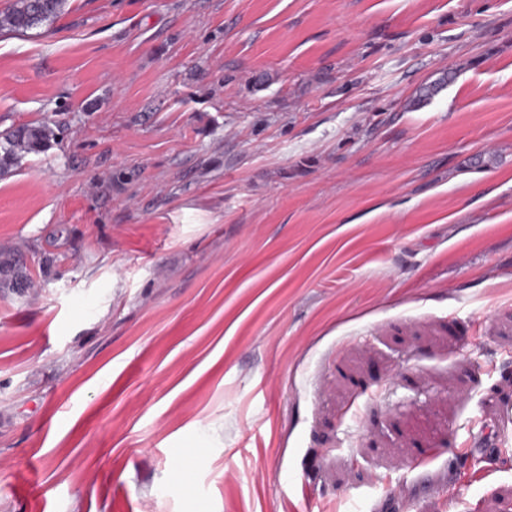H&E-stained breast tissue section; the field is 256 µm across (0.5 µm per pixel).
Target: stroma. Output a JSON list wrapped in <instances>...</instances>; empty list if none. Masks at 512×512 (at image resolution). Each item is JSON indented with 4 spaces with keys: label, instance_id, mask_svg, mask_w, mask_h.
Here are the masks:
<instances>
[{
    "label": "stroma",
    "instance_id": "1",
    "mask_svg": "<svg viewBox=\"0 0 512 512\" xmlns=\"http://www.w3.org/2000/svg\"><path fill=\"white\" fill-rule=\"evenodd\" d=\"M39 123L0 512H512V0H66Z\"/></svg>",
    "mask_w": 512,
    "mask_h": 512
}]
</instances>
